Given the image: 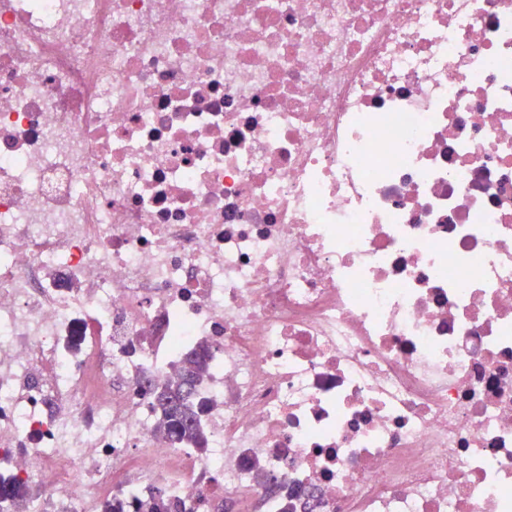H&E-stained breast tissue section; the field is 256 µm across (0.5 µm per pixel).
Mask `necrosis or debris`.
Wrapping results in <instances>:
<instances>
[{
	"instance_id": "4bbe7bcc",
	"label": "necrosis or debris",
	"mask_w": 512,
	"mask_h": 512,
	"mask_svg": "<svg viewBox=\"0 0 512 512\" xmlns=\"http://www.w3.org/2000/svg\"><path fill=\"white\" fill-rule=\"evenodd\" d=\"M1 476L512 512V0H0ZM210 356L208 346H199L188 354L185 366L171 384L158 388L151 380L144 381L142 390L159 413L158 432L163 438L202 449L205 434L199 416L203 407L194 398V388Z\"/></svg>"
}]
</instances>
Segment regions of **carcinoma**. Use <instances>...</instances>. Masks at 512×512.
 <instances>
[{"label": "carcinoma", "mask_w": 512, "mask_h": 512, "mask_svg": "<svg viewBox=\"0 0 512 512\" xmlns=\"http://www.w3.org/2000/svg\"><path fill=\"white\" fill-rule=\"evenodd\" d=\"M211 356L210 348L202 345L186 357L185 366L171 384L158 388L149 379L143 383V392L152 400L159 413V434L174 443L202 447L205 434L200 426L203 407L194 398V388L203 375ZM27 489L20 483H1L0 500L14 506H23ZM112 512H180L159 490L149 498L116 499L110 505Z\"/></svg>", "instance_id": "carcinoma-1"}]
</instances>
